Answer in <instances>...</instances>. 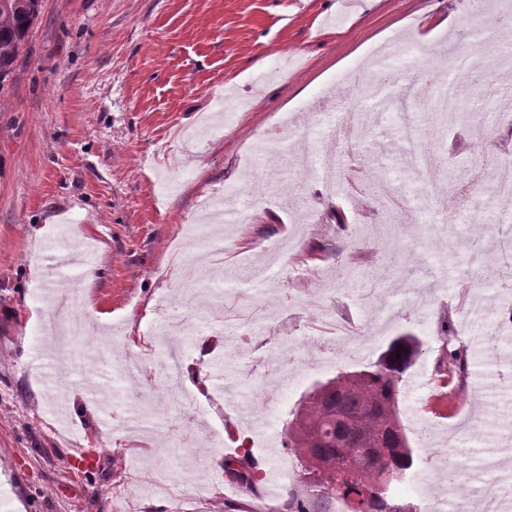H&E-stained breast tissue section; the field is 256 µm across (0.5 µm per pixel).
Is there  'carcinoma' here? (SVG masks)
I'll return each instance as SVG.
<instances>
[{
	"label": "carcinoma",
	"instance_id": "cac0c4a2",
	"mask_svg": "<svg viewBox=\"0 0 512 512\" xmlns=\"http://www.w3.org/2000/svg\"><path fill=\"white\" fill-rule=\"evenodd\" d=\"M41 0H0V87L39 18ZM424 354L423 342L406 333L394 337L365 368L317 381L290 412L284 447L294 452L305 483L316 498L290 493L285 512H426L392 494L414 466L413 451L399 417L404 375ZM466 346L441 348L437 372L443 383L466 377ZM388 449L383 453L382 449ZM351 468L358 487L337 483L336 464ZM258 462L250 450L224 457V475L246 495L258 496Z\"/></svg>",
	"mask_w": 512,
	"mask_h": 512
}]
</instances>
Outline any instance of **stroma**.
Returning <instances> with one entry per match:
<instances>
[{
  "mask_svg": "<svg viewBox=\"0 0 512 512\" xmlns=\"http://www.w3.org/2000/svg\"><path fill=\"white\" fill-rule=\"evenodd\" d=\"M512 0H43L13 72L0 85V507L5 512H269L287 490L303 491L297 458L284 448L289 413L316 381L376 360L390 339L418 336L424 353L400 385L401 424L415 466L410 502L448 499L450 512H482L498 483L501 512L512 485L485 470L500 456L512 472V383L486 367L491 338L512 342V290L470 315L475 284L499 254L476 256L463 241L477 225L440 226L427 201L394 211L371 188L424 187L396 111L374 112L357 148H341L340 192L304 170L328 149L320 135L336 115L320 101L363 90L375 58L433 70L459 49L458 35L512 43L496 17ZM453 18L452 30L438 24ZM483 95L460 94L466 120L443 125L427 101L409 104L428 144L468 178L512 156V124L486 153L483 116L512 92V67L494 70ZM279 125L277 154H259ZM260 175L274 203L250 210L224 252L208 255L201 224L211 192L248 190ZM43 224L58 231L36 240ZM399 233L407 255L393 254ZM320 246L319 260L303 255ZM279 280L259 283L271 262ZM196 264L184 282L180 269ZM306 265L307 280L291 277ZM92 275L84 306L71 310V279ZM42 315L29 323V305ZM181 309L185 326L159 316ZM136 322L128 324L124 313ZM167 333L136 351L128 337ZM467 347L464 395L435 408L444 338ZM193 367L197 382L174 375ZM240 393L225 405L213 371ZM278 446L266 454L254 420ZM447 445L420 438L423 424ZM236 432L259 462V485L278 496H241L224 479ZM91 469L67 461L74 444Z\"/></svg>",
  "mask_w": 512,
  "mask_h": 512,
  "instance_id": "obj_1",
  "label": "stroma"
}]
</instances>
